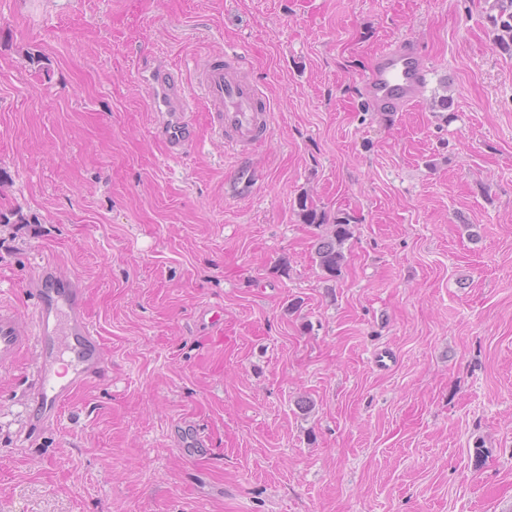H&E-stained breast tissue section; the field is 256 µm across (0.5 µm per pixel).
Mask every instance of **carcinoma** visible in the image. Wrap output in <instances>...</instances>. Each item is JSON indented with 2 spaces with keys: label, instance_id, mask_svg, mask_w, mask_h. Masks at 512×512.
<instances>
[{
  "label": "carcinoma",
  "instance_id": "cac0c4a2",
  "mask_svg": "<svg viewBox=\"0 0 512 512\" xmlns=\"http://www.w3.org/2000/svg\"><path fill=\"white\" fill-rule=\"evenodd\" d=\"M498 13L490 16L501 49L512 52V0H496ZM298 215L304 224H315L326 229L315 246L314 261L328 280L340 276L346 261L344 245L353 236L350 216L329 215L326 211L302 197L298 201Z\"/></svg>",
  "mask_w": 512,
  "mask_h": 512
}]
</instances>
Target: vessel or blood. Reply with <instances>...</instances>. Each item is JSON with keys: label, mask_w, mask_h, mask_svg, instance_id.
<instances>
[{"label": "vessel or blood", "mask_w": 512, "mask_h": 512, "mask_svg": "<svg viewBox=\"0 0 512 512\" xmlns=\"http://www.w3.org/2000/svg\"><path fill=\"white\" fill-rule=\"evenodd\" d=\"M426 69L418 41L400 38L384 46L362 80L368 103L382 112H400L416 102L425 83ZM198 86L210 108V129L249 156L254 147L272 136L269 97L246 75L210 57L199 65ZM153 111L162 117L161 134L172 150L192 140L188 114L190 99L170 72L155 66L143 80ZM43 286L28 317L0 305V370L14 368L26 353L35 356L37 384L31 397L35 421L55 417L74 389L91 378H105L107 361L85 307L81 289L69 278L53 274L50 263L40 268ZM178 448L197 454L205 445L193 426L175 431Z\"/></svg>", "instance_id": "obj_1"}]
</instances>
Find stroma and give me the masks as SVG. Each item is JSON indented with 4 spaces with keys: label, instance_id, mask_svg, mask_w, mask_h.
Wrapping results in <instances>:
<instances>
[{
    "label": "stroma",
    "instance_id": "obj_1",
    "mask_svg": "<svg viewBox=\"0 0 512 512\" xmlns=\"http://www.w3.org/2000/svg\"><path fill=\"white\" fill-rule=\"evenodd\" d=\"M493 3L0 0V302L28 315L51 263L112 364L34 431L33 356L0 372V512H512V56ZM400 38L429 79L389 117L361 76ZM225 51L274 107L244 159L194 77ZM158 63L194 99L179 155L142 93ZM303 195L355 219L338 279ZM173 433L178 448H181L185 453H189V456L196 455L201 452L202 449L200 448L206 447V443L199 432L191 425L186 426L183 430H173Z\"/></svg>",
    "mask_w": 512,
    "mask_h": 512
}]
</instances>
